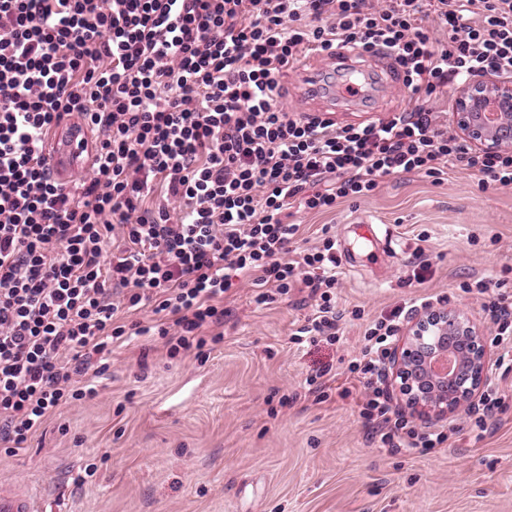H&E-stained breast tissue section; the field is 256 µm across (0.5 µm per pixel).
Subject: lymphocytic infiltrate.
Masks as SVG:
<instances>
[{
  "mask_svg": "<svg viewBox=\"0 0 512 512\" xmlns=\"http://www.w3.org/2000/svg\"><path fill=\"white\" fill-rule=\"evenodd\" d=\"M344 47L389 59L409 98L337 125L286 111L279 78ZM490 72L512 78V0H0V444L26 448L66 406L94 398L127 332L169 358L223 343L224 295L307 292L298 334L335 341L336 243L290 259L288 211L325 212L380 177L462 165L480 190L512 186V153L474 151L434 101ZM95 135L74 184L44 153L71 116ZM397 306L368 330L352 372L361 417L389 448L443 447L382 389ZM149 310L148 324L128 322Z\"/></svg>",
  "mask_w": 512,
  "mask_h": 512,
  "instance_id": "lymphocytic-infiltrate-1",
  "label": "lymphocytic infiltrate"
}]
</instances>
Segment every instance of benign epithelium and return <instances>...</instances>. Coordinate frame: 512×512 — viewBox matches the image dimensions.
<instances>
[{"label":"benign epithelium","instance_id":"benign-epithelium-1","mask_svg":"<svg viewBox=\"0 0 512 512\" xmlns=\"http://www.w3.org/2000/svg\"><path fill=\"white\" fill-rule=\"evenodd\" d=\"M452 125L479 151L512 150V80L482 74L460 86ZM492 360L487 338L464 310L427 307L400 328L388 367L413 414L439 418L476 395Z\"/></svg>","mask_w":512,"mask_h":512}]
</instances>
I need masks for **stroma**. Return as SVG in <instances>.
Wrapping results in <instances>:
<instances>
[{"instance_id": "1", "label": "stroma", "mask_w": 512, "mask_h": 512, "mask_svg": "<svg viewBox=\"0 0 512 512\" xmlns=\"http://www.w3.org/2000/svg\"><path fill=\"white\" fill-rule=\"evenodd\" d=\"M361 64L385 83L336 110L338 124L405 104L385 63ZM477 182L458 165L438 183L389 175L330 211H293L298 253L328 235L353 265L339 276L345 317L335 343L295 344L311 305L296 295L259 304L239 284L224 296V344L206 363L168 358L158 337H133L113 350L95 398L62 409L25 450L0 447V485L32 484L43 512H512V374L485 375L484 389L505 394L486 430L465 408L440 421L409 418L447 434L427 453L376 447L359 416L366 389L350 372L367 329L409 298L438 297L496 336L486 296L462 286L490 278L512 293V187L483 192ZM363 217L377 225L365 246ZM417 250L431 262L420 285L411 280Z\"/></svg>"}]
</instances>
